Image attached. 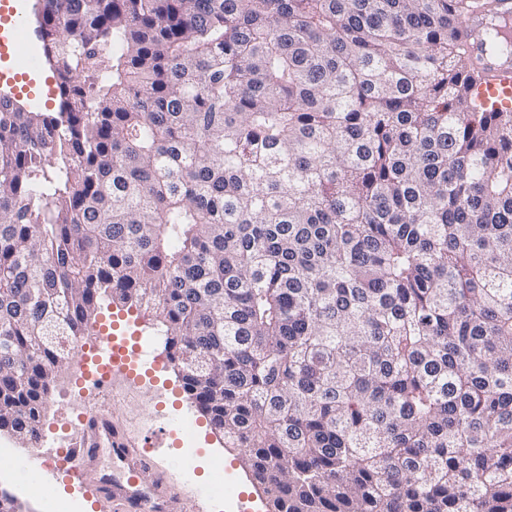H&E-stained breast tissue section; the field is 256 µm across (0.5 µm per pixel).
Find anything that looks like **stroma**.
Here are the masks:
<instances>
[{
  "mask_svg": "<svg viewBox=\"0 0 512 512\" xmlns=\"http://www.w3.org/2000/svg\"><path fill=\"white\" fill-rule=\"evenodd\" d=\"M8 2L16 6L23 21L22 50L15 63L25 79L23 83L10 86L0 82V91L11 90L29 109L57 111L59 101L53 74L48 65L34 56L40 44L31 15L33 0ZM113 317L119 320V336L130 337L133 328H140L144 350L165 352V338L159 331L154 312L136 307L121 311L110 298L101 299L99 322H109ZM67 388L82 394L86 408L110 413L113 422L133 437L159 443L155 464L141 480L149 485L158 476L167 475L189 512H238L242 503L249 512H267L268 501L253 487L237 449L225 447L222 435L212 432L206 418L183 390L177 371L167 370L139 384L116 378L111 388L101 392L75 377ZM170 422L179 425L177 435L165 434L164 428ZM32 454L31 446L8 432H0V489L14 495L26 512H113L109 502L89 504L74 483L68 481L65 472L51 476L49 484L36 482L30 473L19 467L20 462ZM227 472L236 474L237 482L222 483L221 478ZM48 485L63 488L73 503L72 510H64L58 507L56 499L46 498L44 488Z\"/></svg>",
  "mask_w": 512,
  "mask_h": 512,
  "instance_id": "stroma-1",
  "label": "stroma"
}]
</instances>
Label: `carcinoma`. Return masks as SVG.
Returning a JSON list of instances; mask_svg holds the SVG:
<instances>
[{
    "label": "carcinoma",
    "instance_id": "1",
    "mask_svg": "<svg viewBox=\"0 0 512 512\" xmlns=\"http://www.w3.org/2000/svg\"><path fill=\"white\" fill-rule=\"evenodd\" d=\"M42 2L59 111L0 93V430L41 437L105 295L271 512H512L491 0ZM119 309L121 310L119 311ZM126 310L127 306L117 307L116 304L112 303L110 298L105 297L100 300V308L98 311L101 313L98 316V320L106 324L111 320H115L120 325L119 331L115 333H117L120 338H127L129 347L133 346L139 340V336L138 339H134L131 334L133 328L132 323L134 320H138L139 329L142 331L141 345L143 349L168 355V350L165 347L166 336L161 335L162 333L158 331L160 325L155 313L151 310L136 308L134 306L129 310V314H127ZM111 313H114V315H111ZM117 313L119 317L116 316Z\"/></svg>",
    "mask_w": 512,
    "mask_h": 512
}]
</instances>
